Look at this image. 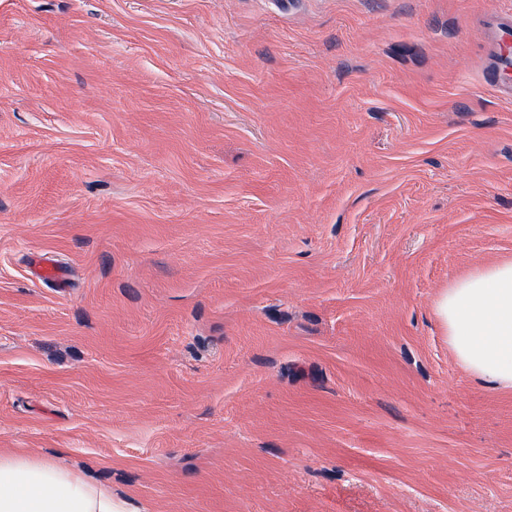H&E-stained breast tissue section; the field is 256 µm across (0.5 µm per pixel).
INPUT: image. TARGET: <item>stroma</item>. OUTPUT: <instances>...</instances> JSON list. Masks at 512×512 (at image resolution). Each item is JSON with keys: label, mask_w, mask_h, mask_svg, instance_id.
<instances>
[{"label": "stroma", "mask_w": 512, "mask_h": 512, "mask_svg": "<svg viewBox=\"0 0 512 512\" xmlns=\"http://www.w3.org/2000/svg\"><path fill=\"white\" fill-rule=\"evenodd\" d=\"M495 15L0 0V452L132 512H512V389L434 314L512 260ZM33 273L41 281L57 288L66 287V274L63 268L50 257H37L33 262Z\"/></svg>", "instance_id": "1"}]
</instances>
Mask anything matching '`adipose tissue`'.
I'll list each match as a JSON object with an SVG mask.
<instances>
[{
    "instance_id": "ef3b65f1",
    "label": "adipose tissue",
    "mask_w": 512,
    "mask_h": 512,
    "mask_svg": "<svg viewBox=\"0 0 512 512\" xmlns=\"http://www.w3.org/2000/svg\"><path fill=\"white\" fill-rule=\"evenodd\" d=\"M435 314L457 360L512 388V262L476 269L439 296ZM0 512H130L111 492L51 459L0 454Z\"/></svg>"
}]
</instances>
